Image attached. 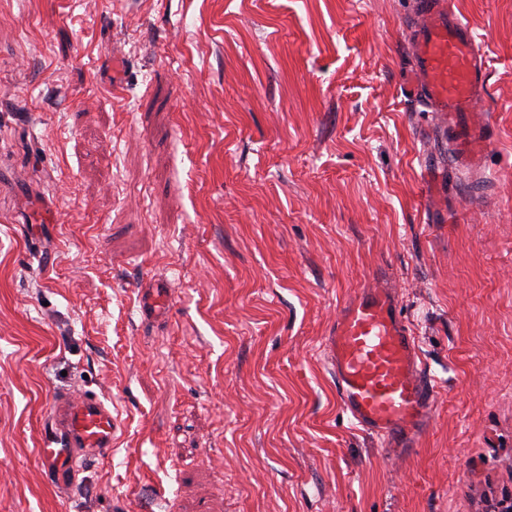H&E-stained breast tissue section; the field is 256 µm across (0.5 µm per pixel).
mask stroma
<instances>
[{"label": "stroma", "mask_w": 512, "mask_h": 512, "mask_svg": "<svg viewBox=\"0 0 512 512\" xmlns=\"http://www.w3.org/2000/svg\"><path fill=\"white\" fill-rule=\"evenodd\" d=\"M413 0H0V512H496L512 497V0H455L487 172L405 101ZM384 280L437 392L412 446L323 341ZM117 445L68 491L52 398ZM114 431L112 412L96 394L55 396L37 448L47 478L69 489L85 466L110 453Z\"/></svg>", "instance_id": "stroma-1"}]
</instances>
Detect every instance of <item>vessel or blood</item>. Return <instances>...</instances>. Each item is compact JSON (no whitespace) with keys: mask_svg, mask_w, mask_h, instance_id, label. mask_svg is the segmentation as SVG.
<instances>
[{"mask_svg":"<svg viewBox=\"0 0 512 512\" xmlns=\"http://www.w3.org/2000/svg\"><path fill=\"white\" fill-rule=\"evenodd\" d=\"M408 100L437 113L448 131L452 169L483 174L493 126L475 115L488 64L450 0H414ZM342 408L389 448L408 447L430 421L435 384L392 288L377 282L348 300L324 341ZM115 419L94 394L55 396L37 453L49 480L69 489L85 466L112 449Z\"/></svg>","mask_w":512,"mask_h":512,"instance_id":"b4317fda","label":"vessel or blood"}]
</instances>
